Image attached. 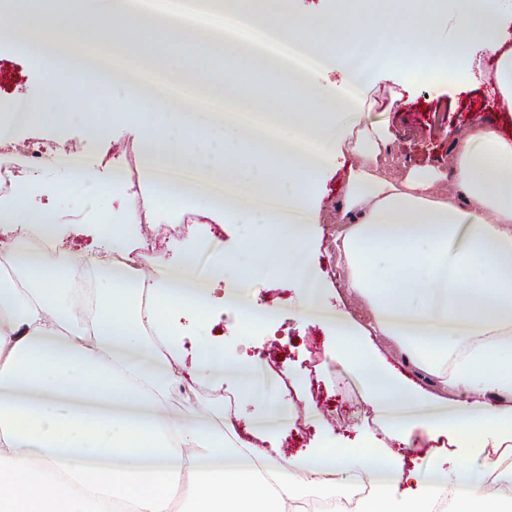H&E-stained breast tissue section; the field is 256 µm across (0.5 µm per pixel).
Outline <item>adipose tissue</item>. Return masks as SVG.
I'll use <instances>...</instances> for the list:
<instances>
[{
  "label": "adipose tissue",
  "instance_id": "adipose-tissue-1",
  "mask_svg": "<svg viewBox=\"0 0 512 512\" xmlns=\"http://www.w3.org/2000/svg\"><path fill=\"white\" fill-rule=\"evenodd\" d=\"M440 0H413L402 24L357 14L301 19L287 0H68L43 10L32 0H0V46L25 53L45 72L65 66L112 89L130 114L127 133L155 199L201 197L213 222L272 223L275 255L300 301V324L322 320L329 359L356 366L366 384L375 429L361 438L372 455L336 450L330 430L318 447L281 469L280 437L296 418L292 400L262 396L260 359L204 336L224 312L247 329L275 334L279 311L257 305L260 280L227 278L224 251L198 226L174 256L159 253L148 272L127 265L144 246L137 231L138 195L125 166L99 181L74 155L48 149L45 163L73 183L119 202L113 258L73 257L62 248L49 208L32 203L28 172L0 196V271L34 277V288L0 289V512H309L314 494L336 495L337 478L370 474L375 492L352 512H482L488 472L512 451V136L471 122L458 127L448 162L398 173L388 138L367 122L376 106L392 110L418 80H448V47L435 35ZM456 69L463 85L493 81L512 109V0H454ZM220 19L196 30L193 19ZM243 71H275L261 97L238 83L200 75L206 49ZM348 71L349 83L327 86L316 75ZM396 75L386 103L378 78ZM189 83L220 112H178L164 127L168 85ZM259 112L257 124L235 120ZM264 158L254 165L240 144ZM350 157L334 243L345 291L362 319L326 299V283L307 245L318 222L312 189ZM212 260L207 281L194 259ZM95 269L113 297L147 291L149 308L131 316L106 306L96 319L70 303L59 308L52 286L75 284ZM389 339L424 371L431 392L398 373L377 347ZM193 384L230 391L256 409L263 425L251 440L225 443L211 414L176 410L171 392ZM436 448L428 464L413 453Z\"/></svg>",
  "mask_w": 512,
  "mask_h": 512
}]
</instances>
